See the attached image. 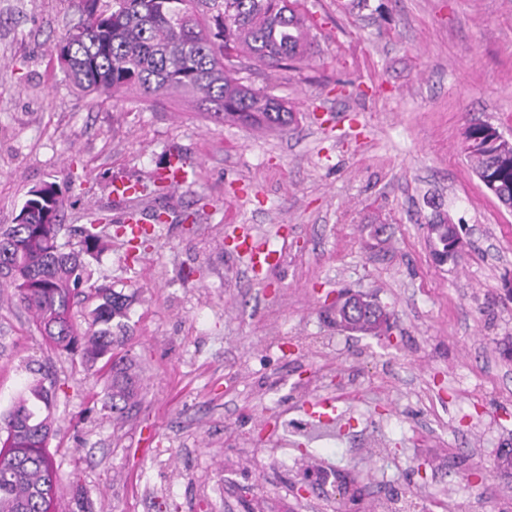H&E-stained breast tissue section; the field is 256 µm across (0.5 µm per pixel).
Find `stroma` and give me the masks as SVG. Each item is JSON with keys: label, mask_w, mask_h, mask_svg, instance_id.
<instances>
[{"label": "stroma", "mask_w": 512, "mask_h": 512, "mask_svg": "<svg viewBox=\"0 0 512 512\" xmlns=\"http://www.w3.org/2000/svg\"><path fill=\"white\" fill-rule=\"evenodd\" d=\"M313 60L295 71L235 60L287 101L281 129L215 117L199 98L85 96L55 46L68 0H0V225L30 190L65 187L61 244L101 219L94 278L131 293L121 351L140 378L117 417L103 383L55 354L0 292V413L33 369L57 398L50 449L58 512H322L337 479L360 487L346 512H512V211L463 151L469 122L512 138V0H304ZM193 182L163 187L171 155ZM138 195L112 197V183ZM162 214L147 247L116 226ZM457 225L463 247L435 264L427 226ZM267 238L276 266L252 278L230 240ZM392 313L391 336L329 322L342 290ZM337 400L330 429L300 410Z\"/></svg>", "instance_id": "1"}]
</instances>
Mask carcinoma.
Wrapping results in <instances>:
<instances>
[{
    "mask_svg": "<svg viewBox=\"0 0 512 512\" xmlns=\"http://www.w3.org/2000/svg\"><path fill=\"white\" fill-rule=\"evenodd\" d=\"M82 7L80 28H69L56 45L65 78L86 96L136 90L151 100L163 93L202 96L226 119L257 127H285L287 103L246 84L226 64L237 52L270 68L308 62L313 41L302 0H73ZM487 123L464 132V151L480 181L497 180L495 198L512 210V141L486 136ZM43 196L26 199L25 223L0 225V277L32 313L54 349L104 380L103 406L121 416L138 394L131 362L119 354L112 326H124L133 296L97 283L86 257L102 246L99 220L79 229L77 245L59 244L61 224H46L43 209L60 213L61 189L46 183ZM434 261L455 260L457 225L441 215L428 225ZM86 302L85 325L73 309ZM336 299L331 311L353 332L380 334L389 317ZM55 394L40 377L28 383L0 416V512H57V467L50 453Z\"/></svg>",
    "mask_w": 512,
    "mask_h": 512,
    "instance_id": "1",
    "label": "carcinoma"
}]
</instances>
